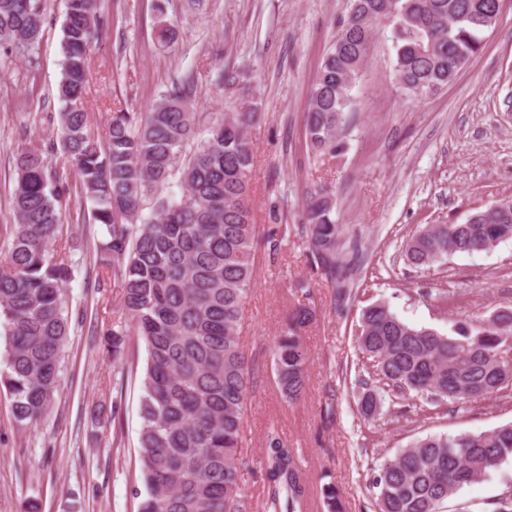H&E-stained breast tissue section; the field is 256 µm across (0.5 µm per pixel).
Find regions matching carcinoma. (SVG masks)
I'll return each instance as SVG.
<instances>
[{"instance_id": "obj_1", "label": "carcinoma", "mask_w": 512, "mask_h": 512, "mask_svg": "<svg viewBox=\"0 0 512 512\" xmlns=\"http://www.w3.org/2000/svg\"><path fill=\"white\" fill-rule=\"evenodd\" d=\"M500 0H349L336 38L324 54L307 102L306 137L316 154L344 148L359 82L380 26L391 30L393 71L407 94L429 96L456 80L481 53L494 29ZM39 0H0V51L33 54L44 24ZM101 20L95 0H65L58 83L62 157L32 144L14 157L16 223L0 261V319L8 336L0 384L19 422H35L52 408L61 349L68 335L62 288L71 278L61 240V202L70 193L65 168L75 170L94 221L106 228L101 252L123 288L122 316L104 336L113 359L126 339L147 348L142 379L138 454L145 488L139 512H308V482L296 449L278 430L265 437L262 487L241 492L240 447L253 360L243 349V305L253 283L258 231L248 175L254 148L249 107L222 117L192 111L190 93L175 86L149 112H112L107 141L90 130L83 101L90 82L87 51ZM180 195L166 189L173 179ZM326 187L305 208L314 263L338 279L337 301L352 264L336 261L341 225ZM512 239V198L467 216L428 224L403 246L408 265L424 269L455 253L488 250ZM312 309H295L272 350L280 394L300 397L306 356L301 330ZM361 358L401 397L459 407L512 386L502 345L512 341V311L496 319L460 323L454 335L416 328L386 303L362 309L356 328ZM361 417L381 415L378 393L366 386ZM512 459V423L479 434L433 435L384 461L370 485L377 512H439L463 486ZM325 512H347L333 483L321 487Z\"/></svg>"}]
</instances>
